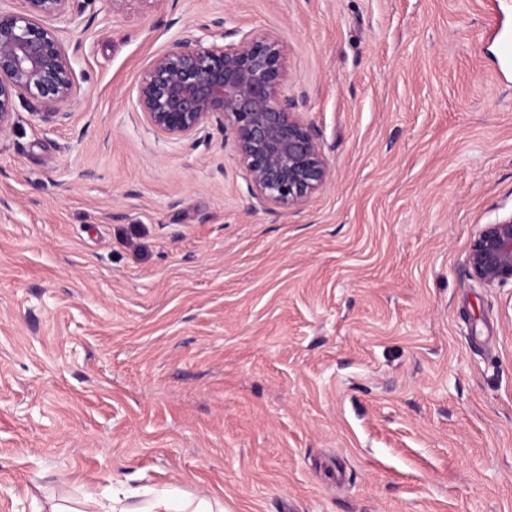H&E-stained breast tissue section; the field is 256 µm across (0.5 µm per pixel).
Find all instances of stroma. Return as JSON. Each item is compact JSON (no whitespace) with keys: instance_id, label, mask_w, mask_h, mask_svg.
Returning <instances> with one entry per match:
<instances>
[{"instance_id":"1","label":"stroma","mask_w":512,"mask_h":512,"mask_svg":"<svg viewBox=\"0 0 512 512\" xmlns=\"http://www.w3.org/2000/svg\"><path fill=\"white\" fill-rule=\"evenodd\" d=\"M70 119L0 135V512H512V0H74ZM277 34L332 175L288 211L136 110L175 41ZM470 275L487 284H512V215L483 225L466 256ZM122 494L123 498L120 497ZM145 497L141 500L129 501ZM224 504L215 496H185L176 489L149 490L142 493L112 492L99 497L85 492L80 498L45 497L42 512H223Z\"/></svg>"}]
</instances>
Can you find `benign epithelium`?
Masks as SVG:
<instances>
[{
  "label": "benign epithelium",
  "instance_id": "7a95c632",
  "mask_svg": "<svg viewBox=\"0 0 512 512\" xmlns=\"http://www.w3.org/2000/svg\"><path fill=\"white\" fill-rule=\"evenodd\" d=\"M20 12L0 11V134L15 124V98L28 93L61 124L77 93L71 59L55 23L72 0H22ZM288 81L282 41L244 33L237 42L204 47L179 41L145 69L137 110L165 135L182 139L214 122L230 140L254 198L289 210L322 189L331 167L316 135L284 94ZM470 275L512 284V215L485 224L466 256Z\"/></svg>",
  "mask_w": 512,
  "mask_h": 512
}]
</instances>
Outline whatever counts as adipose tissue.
Returning a JSON list of instances; mask_svg holds the SVG:
<instances>
[{
  "label": "adipose tissue",
  "instance_id": "ef3b65f1",
  "mask_svg": "<svg viewBox=\"0 0 512 512\" xmlns=\"http://www.w3.org/2000/svg\"><path fill=\"white\" fill-rule=\"evenodd\" d=\"M42 512H224L214 496H187L175 489L149 490L143 499L129 500L119 494L101 497L92 492L80 498L46 497Z\"/></svg>",
  "mask_w": 512,
  "mask_h": 512
}]
</instances>
